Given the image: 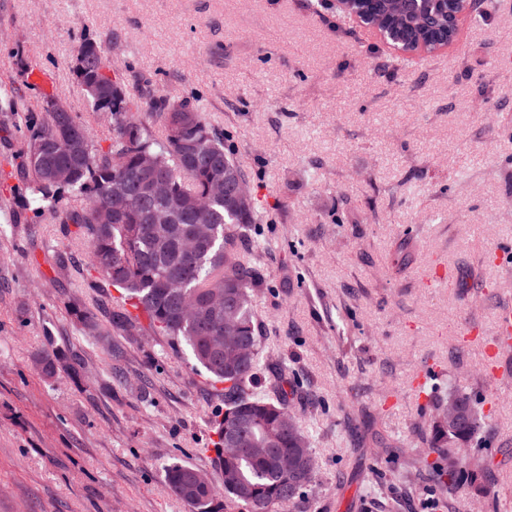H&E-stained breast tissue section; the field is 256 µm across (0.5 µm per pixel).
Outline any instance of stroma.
I'll return each instance as SVG.
<instances>
[{
    "mask_svg": "<svg viewBox=\"0 0 512 512\" xmlns=\"http://www.w3.org/2000/svg\"><path fill=\"white\" fill-rule=\"evenodd\" d=\"M85 39L131 96L203 108L250 178L260 387L282 376L314 437L286 512H512V365L486 374L460 334L512 302V0L430 54L308 0H0V81L58 93L102 142L72 73ZM23 142L0 112V512H193L165 468L223 487L224 386L147 319L111 323L120 294L76 226L10 196ZM44 350L79 355L80 378L45 377ZM454 388L480 403L486 472L449 493L426 450Z\"/></svg>",
    "mask_w": 512,
    "mask_h": 512,
    "instance_id": "stroma-1",
    "label": "stroma"
}]
</instances>
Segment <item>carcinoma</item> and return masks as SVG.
<instances>
[{
	"label": "carcinoma",
	"instance_id": "carcinoma-1",
	"mask_svg": "<svg viewBox=\"0 0 512 512\" xmlns=\"http://www.w3.org/2000/svg\"><path fill=\"white\" fill-rule=\"evenodd\" d=\"M348 12L368 15L391 32L395 44L405 50L431 52L448 39V0H347ZM77 84L96 112L112 120L110 144L102 148L78 115L70 108L58 112V94L48 93L37 106L29 104L14 88L0 84V112H11L24 126V145L16 156L23 175V204L40 215L51 212L56 223L74 224L87 238L93 269L108 285L124 291V304L145 315L159 334L186 345L196 362L216 382L224 383V414L216 420L215 434L221 435L226 417L248 421L246 449L233 455L217 454L224 473V499L246 512H276L290 500L284 488L303 495L314 478L301 477L282 469L279 457L303 458L312 452L311 436L304 422L289 409L288 391L279 386L274 395L257 391L262 366V342L253 310V289L258 270L242 261L238 241L261 220L258 205L243 212L209 194L215 183H232L246 172L224 148V137L209 123L198 106L183 101L175 106L166 96L145 104L127 94L101 46L91 40L81 43L73 69ZM155 112L170 127L183 121L179 136L166 133L158 138L137 114ZM44 112L39 123L34 112ZM152 161L154 171L165 177L170 194L154 199L146 192L142 161ZM53 166L68 171L67 181L57 184L50 177ZM153 208L171 215L165 225L166 239L158 248L159 225L149 222ZM207 224L213 238L207 251L197 255L186 272H172L183 264L181 242L189 225ZM219 292L234 299L233 327L219 318L214 329L226 336H242L251 342L245 361L231 372L206 349L203 336L208 313L188 319L178 310L186 296L202 300ZM45 375L58 370H83L80 357L63 362L47 351L39 355ZM464 417L455 434L431 424L430 452L446 466L448 475H476L479 465L464 458L450 463L454 441L472 440L482 419L477 402L465 393L451 392ZM273 445L276 452L262 455L258 449ZM196 469L178 462L167 466L165 479L170 491L192 506L194 512H215L216 491L211 483L191 484Z\"/></svg>",
	"mask_w": 512,
	"mask_h": 512
}]
</instances>
